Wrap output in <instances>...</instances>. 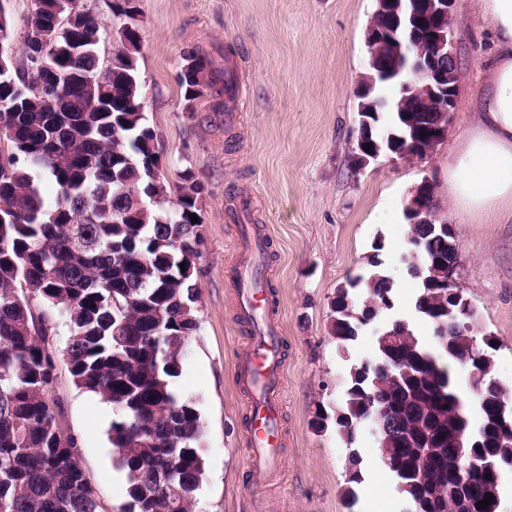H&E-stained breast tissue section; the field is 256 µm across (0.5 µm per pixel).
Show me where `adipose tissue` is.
Returning <instances> with one entry per match:
<instances>
[{
    "label": "adipose tissue",
    "instance_id": "1",
    "mask_svg": "<svg viewBox=\"0 0 512 512\" xmlns=\"http://www.w3.org/2000/svg\"><path fill=\"white\" fill-rule=\"evenodd\" d=\"M495 39L470 129L451 153L448 197L471 224L512 222V0H475Z\"/></svg>",
    "mask_w": 512,
    "mask_h": 512
}]
</instances>
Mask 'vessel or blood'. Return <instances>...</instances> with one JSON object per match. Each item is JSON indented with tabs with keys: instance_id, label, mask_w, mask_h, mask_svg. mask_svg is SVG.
<instances>
[{
	"instance_id": "vessel-or-blood-1",
	"label": "vessel or blood",
	"mask_w": 512,
	"mask_h": 512,
	"mask_svg": "<svg viewBox=\"0 0 512 512\" xmlns=\"http://www.w3.org/2000/svg\"><path fill=\"white\" fill-rule=\"evenodd\" d=\"M263 245L262 238L248 230L244 231L238 244L239 252L248 257L240 273L249 279L240 299L245 310L253 316L259 313L263 291L254 282L255 266L250 257L259 253ZM283 343L279 327L266 325L243 349L236 364V375L241 386L254 392L249 411L247 453L252 475L251 487L258 492L265 488L270 474L279 468V411L285 375Z\"/></svg>"
}]
</instances>
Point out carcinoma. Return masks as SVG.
<instances>
[{
    "label": "carcinoma",
    "instance_id": "1",
    "mask_svg": "<svg viewBox=\"0 0 512 512\" xmlns=\"http://www.w3.org/2000/svg\"><path fill=\"white\" fill-rule=\"evenodd\" d=\"M80 9L83 29L72 33L59 19ZM121 47L112 70L98 74L100 22L78 0H33L22 55L4 50L8 22L0 14V63L15 75L19 92L0 86V130L12 149L0 154V512H98L80 465L77 442L64 436L58 403L49 396L55 362L52 321L67 319V364L79 388L100 396L117 414L108 431L114 461L126 475L123 512H193L204 475L201 414L173 382L182 371L190 336L199 328L193 259L200 242L202 182L180 173L177 208L166 202L156 134L141 108L137 54V0H112ZM71 61L40 69L38 49ZM181 87L186 107L212 90L214 111L233 94L228 72L212 69L197 49L185 52ZM427 124L419 102H400L389 119L397 136ZM58 187L46 199L34 173ZM152 199L142 206L141 198ZM410 244L434 260L412 277L447 274L455 239L409 225ZM380 241L373 271L336 291L332 332L342 342L359 338L350 316L367 305L384 320L394 342L375 341L366 371L350 368L334 423L349 443L359 423L378 412L387 418L376 438L379 460L402 495L404 512H498L502 476L512 474V386L494 373L495 338L475 332L476 310L462 291L420 286L416 318L430 323L453 314L444 341L423 340L413 322L398 316L394 286L381 268ZM185 268H180V264ZM120 334H114L115 329ZM466 371L468 394L456 367ZM478 466L463 480L458 456ZM344 489L348 508L362 481L354 462ZM492 503L484 509L477 503Z\"/></svg>",
    "mask_w": 512,
    "mask_h": 512
}]
</instances>
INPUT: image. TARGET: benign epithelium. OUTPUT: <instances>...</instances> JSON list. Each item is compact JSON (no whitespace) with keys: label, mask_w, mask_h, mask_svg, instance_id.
Returning <instances> with one entry per match:
<instances>
[{"label":"benign epithelium","mask_w":512,"mask_h":512,"mask_svg":"<svg viewBox=\"0 0 512 512\" xmlns=\"http://www.w3.org/2000/svg\"><path fill=\"white\" fill-rule=\"evenodd\" d=\"M457 0H378L377 13L386 22L382 28L368 24L366 44L371 50L384 39H390L393 55L399 66L397 71L388 70L378 57L371 55L369 74L358 87L362 98L359 110V126L353 157L358 169L385 155L392 162L405 161L409 155L418 154L411 147L399 150L395 136L377 131L378 142H372V123L366 113L376 118L391 109L392 100L379 95L377 88L392 82L399 88V98L415 99L421 103L434 102L431 111L432 140L438 145L447 139L448 125L454 109L459 59L452 39V20ZM373 147H368V144ZM429 182L424 180L414 186L403 202L404 212L411 221L431 225V231L441 234L455 233L454 226L436 224V211L427 202Z\"/></svg>","instance_id":"benign-epithelium-1"}]
</instances>
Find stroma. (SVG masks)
Here are the masks:
<instances>
[{"mask_svg":"<svg viewBox=\"0 0 512 512\" xmlns=\"http://www.w3.org/2000/svg\"><path fill=\"white\" fill-rule=\"evenodd\" d=\"M137 55L145 113L156 133L167 208L177 204L178 173L205 186L194 264L199 328L186 344L176 393L196 403L204 431L205 473L195 512H400L388 473L375 466L374 437L354 444L317 416L340 403L352 364L371 358L373 330L344 344L332 333L330 303L347 279L369 270L374 241L393 279L402 315L413 317L417 280L403 262L409 227L400 216L408 191L434 184L438 221L453 224L460 246L458 286L477 311L480 334L495 336V371L512 385V223L468 224L447 200L448 157L470 124L476 79L492 54L487 21L473 0H457L452 37L459 88L446 141L420 164L379 158L356 170V89L368 72L365 31L376 0H137ZM215 68L232 57L237 97L231 118L203 95L186 105L184 50ZM265 236L263 280L270 313L287 342L282 385L286 446L264 493L247 489L246 398L235 365L250 335L237 317L235 261L241 227ZM51 391L63 429L78 444L98 512H122L126 476L113 464L111 403L77 387L64 356L65 318L49 336ZM361 448L363 481L347 510L343 488L350 447Z\"/></svg>","mask_w":512,"mask_h":512,"instance_id":"35a3bbf8","label":"stroma"}]
</instances>
